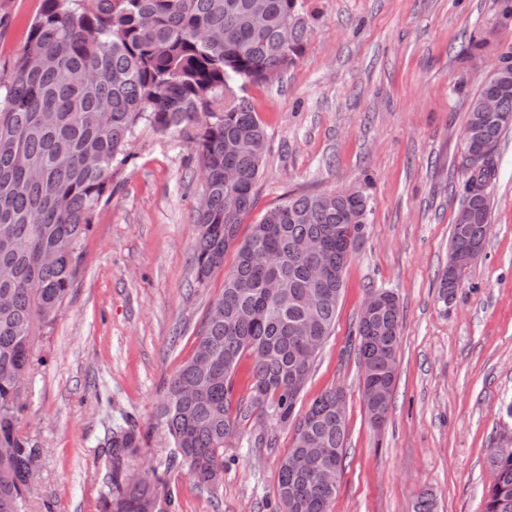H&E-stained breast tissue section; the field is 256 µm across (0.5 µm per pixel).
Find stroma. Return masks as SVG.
Returning a JSON list of instances; mask_svg holds the SVG:
<instances>
[{
  "instance_id": "35a3bbf8",
  "label": "stroma",
  "mask_w": 512,
  "mask_h": 512,
  "mask_svg": "<svg viewBox=\"0 0 512 512\" xmlns=\"http://www.w3.org/2000/svg\"><path fill=\"white\" fill-rule=\"evenodd\" d=\"M502 0H305L301 55L270 82L236 87L267 140L248 233L288 195L356 189L369 225L344 273L331 336L296 406L343 390L348 435L331 512H485L490 449L512 430V131L494 155L491 232L448 299L440 277L460 204V135L471 97L512 46ZM39 0H0V75ZM78 249V273L33 342L18 432L40 448L25 512H106L104 444L134 418L128 470L176 491L175 512H277L292 426L258 415L224 447L215 488L197 486L159 419L194 351L223 271L198 286L202 165L191 133L139 126ZM399 300L397 376L385 423L363 399L355 329L370 292ZM264 437L258 447L256 437Z\"/></svg>"
}]
</instances>
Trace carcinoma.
Here are the masks:
<instances>
[{
	"mask_svg": "<svg viewBox=\"0 0 512 512\" xmlns=\"http://www.w3.org/2000/svg\"><path fill=\"white\" fill-rule=\"evenodd\" d=\"M306 34L304 0H40L11 72L0 78V512H22L29 466L40 457L18 433V382L32 363V339L70 295L78 246L112 194L113 170L125 163L139 125L166 132L202 116L197 283L224 268L232 246L235 259L193 354L168 384L160 419L200 487L219 479L224 444L253 410L276 424L294 423L293 445L279 467L282 512H329L337 489L294 472L288 458L316 441L337 465L346 416H336L338 390L331 388L294 418L301 390L292 374L311 371V340L324 344L331 335L345 268L366 232L368 199L334 191L290 196L238 237L255 204L266 130L233 84L266 83L270 72L295 62ZM496 79L499 116L479 111L485 87L469 103L465 128L475 147H495L512 129V47L500 54ZM228 169L237 173L233 182L224 180ZM460 174L470 220L451 226L450 262L460 250L484 248L490 196L482 185L493 183L496 169L491 163ZM228 194L238 199L233 213L224 209ZM310 240L324 252L306 251ZM322 262L327 273L317 281L312 269ZM273 278L284 290L279 299L265 288ZM458 284L446 268L441 298ZM313 290L318 299L311 304ZM399 332L397 303L360 317L357 326L363 400L380 419L389 410ZM246 356L251 391L236 402ZM142 440L133 421L107 437L109 512H156L153 488L123 476ZM488 465L495 479L485 491V512H512V453L499 456L492 448Z\"/></svg>",
	"mask_w": 512,
	"mask_h": 512,
	"instance_id": "obj_1",
	"label": "carcinoma"
}]
</instances>
